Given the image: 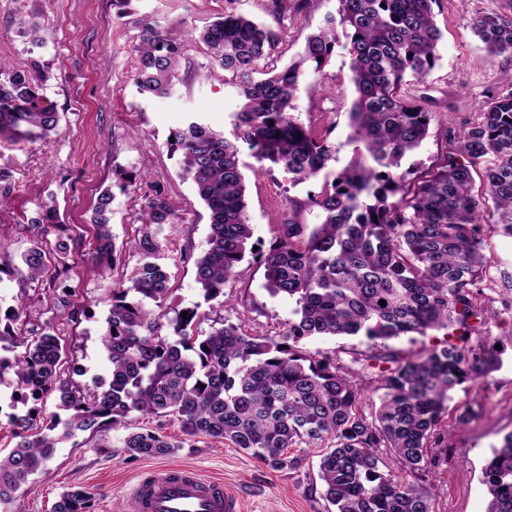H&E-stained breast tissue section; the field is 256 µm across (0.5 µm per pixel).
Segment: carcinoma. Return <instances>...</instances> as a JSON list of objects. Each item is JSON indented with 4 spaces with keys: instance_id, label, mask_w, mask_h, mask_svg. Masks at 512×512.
Wrapping results in <instances>:
<instances>
[{
    "instance_id": "carcinoma-1",
    "label": "carcinoma",
    "mask_w": 512,
    "mask_h": 512,
    "mask_svg": "<svg viewBox=\"0 0 512 512\" xmlns=\"http://www.w3.org/2000/svg\"><path fill=\"white\" fill-rule=\"evenodd\" d=\"M337 14L311 34L291 64L269 67L280 37L269 24L226 14L190 40L204 46L210 62L230 74L239 98L233 113L234 138L192 116L173 135L182 154V173L192 180L210 214L209 248L195 260V280L205 302L224 295L246 256L265 268L274 295L295 300L293 318L275 336H249L224 321L200 339L188 332L197 308L176 312L174 335L161 334L146 302L169 294L170 274L159 262V234L177 218V205L156 184L145 194L143 230L133 248L141 262L126 287L118 286L105 318L101 344L107 378L76 386L62 376V345L47 325L16 330L24 307L7 314L0 342L23 352L0 359V384L12 376L21 400L32 402L8 415L18 442L0 457V501L16 499L29 477L46 470L55 448L78 432L95 437L112 427L127 429L122 447L137 457H167L186 440L209 437L231 442L274 470L301 466L288 455L301 446L322 449L323 497L334 512H431V493L398 481L392 466L420 470L426 449L446 432L443 420L456 387L490 374L500 351L487 340L455 344L450 337L480 336L470 323L479 316L474 288L491 258L484 250L480 216H497L494 230L512 236V93L485 102L477 121L451 137V151L412 187L402 160L429 134L433 113L406 100L407 78L422 79L438 59L441 31L437 0H338ZM474 31L491 56H512V15L480 16ZM350 59V134L356 158L336 172V146L294 116L301 77L323 72L337 48ZM138 60L135 85L157 98L171 95L179 79L186 43L149 24L132 47ZM46 72L33 59L28 68L0 83V140L33 142L59 123L43 94ZM274 124H269V121ZM258 170L278 168L291 184L324 176L321 191L308 197L320 222L311 231L289 217L266 252L249 245L240 143ZM483 193L473 194L474 175ZM101 193L92 223L95 256L113 258L108 206ZM57 222L52 205L28 220L39 236ZM46 251L34 245L21 256L17 275L33 282L43 276ZM386 305H380V301ZM444 332L443 342L418 356L373 354L388 364L380 406L371 417L361 411L362 393L336 355L302 347L312 336L362 335L376 349L412 334ZM56 393L67 418L35 430L37 407ZM168 417L181 435L162 427L129 430L136 415ZM393 453L387 462L379 449ZM489 497L486 512H512V434L493 450L482 470ZM92 493L72 487L53 512H91Z\"/></svg>"
}]
</instances>
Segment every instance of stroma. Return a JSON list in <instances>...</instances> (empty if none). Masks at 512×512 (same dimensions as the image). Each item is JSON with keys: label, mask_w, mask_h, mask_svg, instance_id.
Instances as JSON below:
<instances>
[{"label": "stroma", "mask_w": 512, "mask_h": 512, "mask_svg": "<svg viewBox=\"0 0 512 512\" xmlns=\"http://www.w3.org/2000/svg\"><path fill=\"white\" fill-rule=\"evenodd\" d=\"M271 0H131L119 12L112 0H0V64L24 69L30 60L44 64L50 79L44 91L60 115L57 128L46 139L18 145H0V163L8 165L15 189L0 204V316L26 301L28 319L50 324L65 349L64 376L77 385L108 374L101 332L112 301V290L140 261L133 248L139 236L143 194L157 182L178 206L176 223L165 225L160 258L168 268L170 291L154 307L163 334H171L178 310L197 308L192 329L206 336L216 319L239 325L256 336L275 334L292 317L293 300L271 295L265 287L263 265L245 259L234 280L224 287L223 299L203 304L195 281L194 261L208 248L209 212L190 179L183 176L181 154L170 138L191 114L212 128L231 132L236 110L235 90L224 82L223 71L212 70L203 47L189 43L180 69V81L166 98L139 94L133 81L137 60L132 52L142 21H150L170 37L187 40L226 13H241L273 24L281 38L279 66L302 52L307 37L336 14L338 0H309L301 10L272 17ZM512 12V0H438L434 7L442 37L434 69L421 80L401 87L409 100L419 102L434 117L429 136L407 157L409 182H417L447 150L449 132L476 119L484 101L512 93V57L490 56L475 34V17ZM41 24L39 43L22 37L23 22ZM349 56L337 49L323 73L306 72L296 101L295 117L304 125L330 129L336 146V169L354 158L348 142ZM245 177L247 215L252 241L269 249L279 226L289 217L302 224L319 221L307 207L308 195L319 192L322 181L291 185L283 170L261 172L249 151L240 154ZM133 177L127 190L111 204V228L116 252L109 266L92 257L95 229L91 222L100 194L112 187L117 170ZM55 202L66 227L67 254L53 251L55 228H48L43 246L48 250L43 277L29 282L10 275L21 253L32 245L27 218L37 216L45 203ZM299 209H291V202ZM485 251L492 265L479 288L477 307L487 322L491 343L501 347V365L486 378L458 387L449 403L448 437L428 449L435 472H398L401 481L429 490L432 512H486L488 495L482 469L503 437L512 433V307L500 294L504 274H512V237L485 234ZM64 274L68 294L56 289ZM310 351L338 355L358 388L364 392L362 410L370 415L382 394L378 373L364 362L371 352L362 336H313ZM474 419L459 423L464 408ZM119 431L107 430L108 447H97L80 433L56 449L48 470L30 477L17 500L0 502V512H51L59 494L80 485L94 496L93 512H126L127 500L138 479L151 471L190 467L206 477H218L238 494L244 512H327L318 477L321 451L305 449L302 465L276 471L247 452L207 437L186 441L175 455L137 458L121 448Z\"/></svg>", "instance_id": "stroma-1"}]
</instances>
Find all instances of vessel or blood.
I'll use <instances>...</instances> for the list:
<instances>
[{
    "label": "vessel or blood",
    "mask_w": 512,
    "mask_h": 512,
    "mask_svg": "<svg viewBox=\"0 0 512 512\" xmlns=\"http://www.w3.org/2000/svg\"><path fill=\"white\" fill-rule=\"evenodd\" d=\"M129 512H242V508L240 498L226 492L223 481L191 468H176L141 478Z\"/></svg>",
    "instance_id": "vessel-or-blood-1"
}]
</instances>
